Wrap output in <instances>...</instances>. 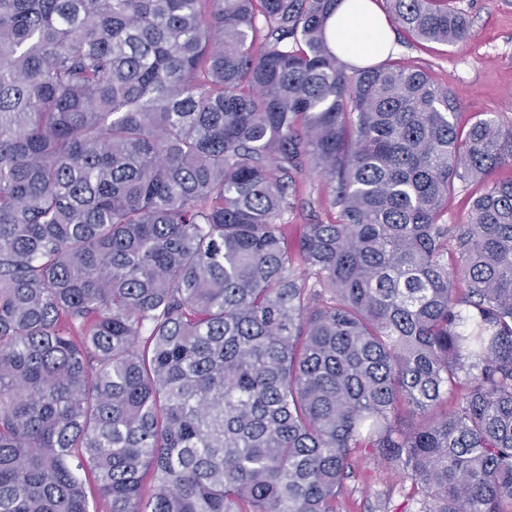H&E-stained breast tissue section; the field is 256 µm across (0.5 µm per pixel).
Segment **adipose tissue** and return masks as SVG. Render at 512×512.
<instances>
[{
  "instance_id": "ef3b65f1",
  "label": "adipose tissue",
  "mask_w": 512,
  "mask_h": 512,
  "mask_svg": "<svg viewBox=\"0 0 512 512\" xmlns=\"http://www.w3.org/2000/svg\"><path fill=\"white\" fill-rule=\"evenodd\" d=\"M329 46L344 62L362 67L387 54L389 22L372 0H341L326 23Z\"/></svg>"
}]
</instances>
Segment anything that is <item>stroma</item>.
Segmentation results:
<instances>
[{"label":"stroma","mask_w":512,"mask_h":512,"mask_svg":"<svg viewBox=\"0 0 512 512\" xmlns=\"http://www.w3.org/2000/svg\"><path fill=\"white\" fill-rule=\"evenodd\" d=\"M472 22L470 40L458 46L420 42L397 32L392 58L404 67L425 69L441 86L459 98L458 121L474 115H492L512 122V0H455ZM361 477L349 485L343 512H378L381 493L391 496V508H400L405 493L395 476L366 458Z\"/></svg>","instance_id":"obj_1"}]
</instances>
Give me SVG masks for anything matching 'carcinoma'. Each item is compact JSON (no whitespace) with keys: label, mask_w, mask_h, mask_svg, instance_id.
<instances>
[{"label":"carcinoma","mask_w":512,"mask_h":512,"mask_svg":"<svg viewBox=\"0 0 512 512\" xmlns=\"http://www.w3.org/2000/svg\"><path fill=\"white\" fill-rule=\"evenodd\" d=\"M336 2L0 0V512H337L365 450L512 512V125L348 66ZM477 189L476 186L462 188L460 184L457 185L456 193L448 209V223L460 224L465 220L469 209L470 195Z\"/></svg>","instance_id":"obj_1"}]
</instances>
